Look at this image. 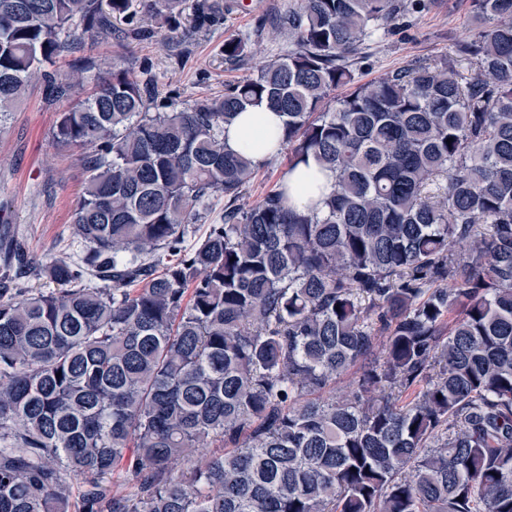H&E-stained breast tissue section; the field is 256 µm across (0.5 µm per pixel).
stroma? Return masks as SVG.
Returning <instances> with one entry per match:
<instances>
[{"label": "stroma", "instance_id": "35a3bbf8", "mask_svg": "<svg viewBox=\"0 0 512 512\" xmlns=\"http://www.w3.org/2000/svg\"><path fill=\"white\" fill-rule=\"evenodd\" d=\"M296 0H247L230 7L222 26L170 43L158 34V24L146 18L152 37L134 41L120 32L83 50L102 70L121 67L155 79L161 97L187 106L218 96L226 84L253 77L270 59L288 49L274 29L280 15ZM469 0H422L379 32L362 51L354 67L355 80L364 84L381 75L452 55L454 46L475 28ZM247 42L244 57L226 59L224 43ZM90 86L75 87L69 100L45 97L41 84L0 121V211L11 230L25 240L32 259L65 254L72 241L71 216L85 178L82 153L58 148L52 130L58 112L68 103L85 99Z\"/></svg>", "mask_w": 512, "mask_h": 512}]
</instances>
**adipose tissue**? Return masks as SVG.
Returning a JSON list of instances; mask_svg holds the SVG:
<instances>
[{
	"label": "adipose tissue",
	"instance_id": "obj_1",
	"mask_svg": "<svg viewBox=\"0 0 512 512\" xmlns=\"http://www.w3.org/2000/svg\"><path fill=\"white\" fill-rule=\"evenodd\" d=\"M281 124V117L266 104L251 106L225 125L224 147L234 152L248 150L255 164L264 165L275 155L267 142L277 137Z\"/></svg>",
	"mask_w": 512,
	"mask_h": 512
}]
</instances>
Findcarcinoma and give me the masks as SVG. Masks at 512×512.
<instances>
[{
    "label": "carcinoma",
    "mask_w": 512,
    "mask_h": 512,
    "mask_svg": "<svg viewBox=\"0 0 512 512\" xmlns=\"http://www.w3.org/2000/svg\"><path fill=\"white\" fill-rule=\"evenodd\" d=\"M182 3L0 0V116L37 81L95 86L53 130L86 149L80 250L33 263L0 227V512H71L75 483L83 512H512V0H470L455 56L356 86L414 3L299 0L287 54L165 112L150 77L57 67L118 18L224 21ZM260 102L285 175L312 160L334 192L241 206L257 166L224 124ZM208 208L210 211L208 219L195 225L193 234L186 242V244L190 247L204 238L208 230V224H213L220 221L221 216L224 214V197H214L210 201Z\"/></svg>",
    "instance_id": "carcinoma-1"
}]
</instances>
